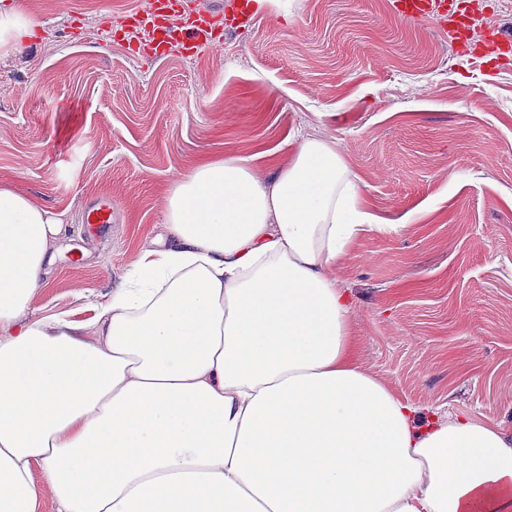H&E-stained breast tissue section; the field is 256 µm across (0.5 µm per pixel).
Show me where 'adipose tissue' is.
Here are the masks:
<instances>
[{
    "instance_id": "obj_1",
    "label": "adipose tissue",
    "mask_w": 512,
    "mask_h": 512,
    "mask_svg": "<svg viewBox=\"0 0 512 512\" xmlns=\"http://www.w3.org/2000/svg\"><path fill=\"white\" fill-rule=\"evenodd\" d=\"M38 20L0 6V56ZM372 216L335 148L194 161L86 323L28 308L66 231L0 183V512H512V434L366 374L331 271Z\"/></svg>"
}]
</instances>
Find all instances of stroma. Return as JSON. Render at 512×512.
Returning <instances> with one entry per match:
<instances>
[{"label":"stroma","mask_w":512,"mask_h":512,"mask_svg":"<svg viewBox=\"0 0 512 512\" xmlns=\"http://www.w3.org/2000/svg\"><path fill=\"white\" fill-rule=\"evenodd\" d=\"M6 2L41 27L0 58V181L67 226L32 319L89 320L164 247L167 191L196 158L244 157L270 180L314 137L379 223L333 271L360 366L420 411L512 433V57L455 56L394 0L269 2L194 58L127 37L151 0ZM101 197L117 221L86 236Z\"/></svg>","instance_id":"stroma-1"}]
</instances>
